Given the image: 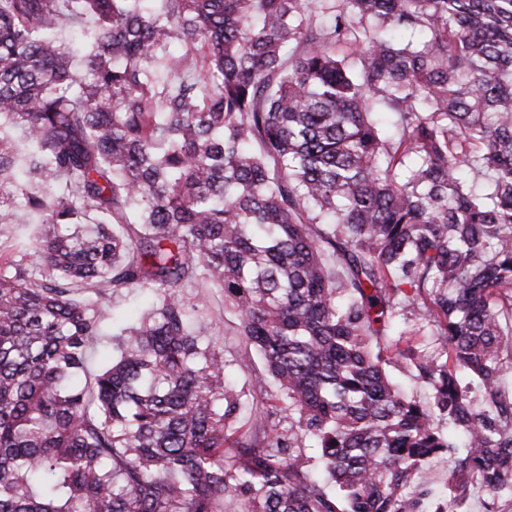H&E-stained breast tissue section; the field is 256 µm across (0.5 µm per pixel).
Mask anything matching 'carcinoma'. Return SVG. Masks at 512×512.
Instances as JSON below:
<instances>
[{
	"instance_id": "1",
	"label": "carcinoma",
	"mask_w": 512,
	"mask_h": 512,
	"mask_svg": "<svg viewBox=\"0 0 512 512\" xmlns=\"http://www.w3.org/2000/svg\"><path fill=\"white\" fill-rule=\"evenodd\" d=\"M24 215L0 512H425L442 459L431 512L512 500V0H0V230ZM211 287L265 364L237 436L183 293ZM123 288L155 304L92 374Z\"/></svg>"
}]
</instances>
